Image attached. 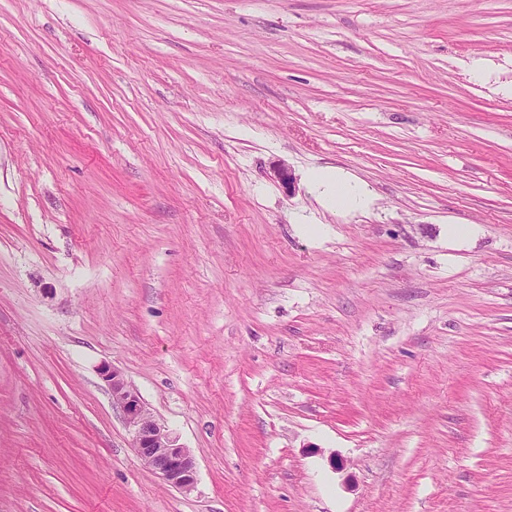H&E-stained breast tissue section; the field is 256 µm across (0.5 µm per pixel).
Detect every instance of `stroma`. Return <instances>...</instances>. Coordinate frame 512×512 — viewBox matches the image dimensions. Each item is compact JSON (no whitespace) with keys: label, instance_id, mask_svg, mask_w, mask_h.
Masks as SVG:
<instances>
[{"label":"stroma","instance_id":"obj_1","mask_svg":"<svg viewBox=\"0 0 512 512\" xmlns=\"http://www.w3.org/2000/svg\"><path fill=\"white\" fill-rule=\"evenodd\" d=\"M506 85L512 0H0V512H512ZM308 179L313 184L325 188V199L330 208L351 209L363 201V195L356 185L337 178L329 171H311ZM99 374L133 432V447L139 458L171 486L191 490L196 482V466L189 448L179 444L178 438L151 415L138 391L118 369L103 365Z\"/></svg>","mask_w":512,"mask_h":512}]
</instances>
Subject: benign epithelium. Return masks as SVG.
<instances>
[{"instance_id": "obj_1", "label": "benign epithelium", "mask_w": 512, "mask_h": 512, "mask_svg": "<svg viewBox=\"0 0 512 512\" xmlns=\"http://www.w3.org/2000/svg\"><path fill=\"white\" fill-rule=\"evenodd\" d=\"M100 376L110 387L115 404L133 432V447L139 458L171 486L184 491L192 489L196 466L191 451L151 415L138 391L118 369L103 365Z\"/></svg>"}]
</instances>
